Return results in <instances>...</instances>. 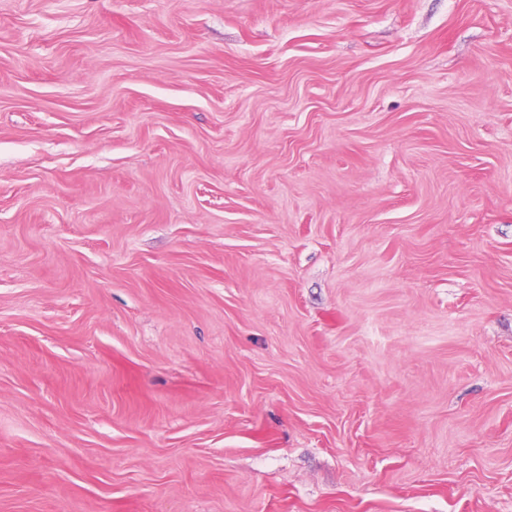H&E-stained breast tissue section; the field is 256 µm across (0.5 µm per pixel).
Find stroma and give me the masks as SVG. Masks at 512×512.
Listing matches in <instances>:
<instances>
[{"instance_id": "1", "label": "stroma", "mask_w": 512, "mask_h": 512, "mask_svg": "<svg viewBox=\"0 0 512 512\" xmlns=\"http://www.w3.org/2000/svg\"><path fill=\"white\" fill-rule=\"evenodd\" d=\"M0 512H512V0H0Z\"/></svg>"}]
</instances>
